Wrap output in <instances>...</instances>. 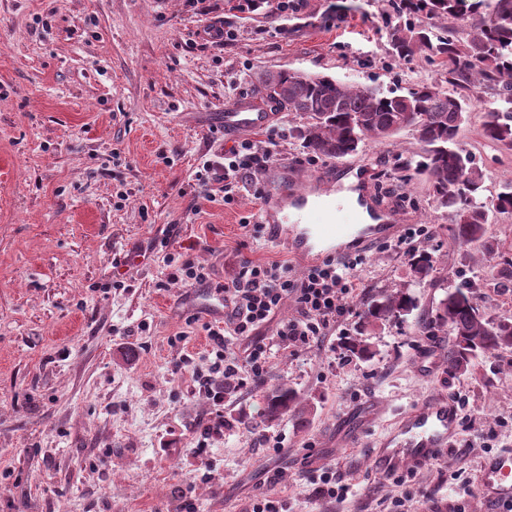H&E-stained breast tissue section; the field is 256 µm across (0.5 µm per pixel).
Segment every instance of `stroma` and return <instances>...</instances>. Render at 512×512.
<instances>
[{"mask_svg": "<svg viewBox=\"0 0 512 512\" xmlns=\"http://www.w3.org/2000/svg\"><path fill=\"white\" fill-rule=\"evenodd\" d=\"M385 4L304 0L275 19L264 4L243 19L224 0H0V512H248L260 499L279 512H506L483 498L479 475L485 457L512 448V355L452 375V336L423 324L464 283L480 311L512 316V288L495 285L512 262V218L488 227L499 253L466 256L428 185L401 169L414 150L405 135L313 164L290 133L302 117L275 112L270 175L315 191L334 176L346 190L345 170L365 177L401 228L431 227L434 269L417 279L376 241L328 344L273 349L263 386L225 394L223 433L204 434L212 403L194 371L211 361L209 318L185 304L199 286L171 279L166 255L208 267L212 289L248 260L287 262L297 278L307 269L286 245L254 236L261 198L222 206L200 196L201 159L228 145L215 114L261 100L260 76L280 69L384 91L443 81L427 57H393ZM220 22L235 41L207 36ZM480 126L471 112L461 146L489 198L512 179V152ZM116 275L125 288L113 287ZM396 290L415 297L412 314L364 329V303ZM359 336L372 358L349 355ZM282 381L310 400L308 423L244 431ZM436 397L455 402L456 450L377 470L379 439ZM326 472L342 493L319 494Z\"/></svg>", "mask_w": 512, "mask_h": 512, "instance_id": "stroma-1", "label": "stroma"}]
</instances>
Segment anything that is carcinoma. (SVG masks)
<instances>
[{"mask_svg": "<svg viewBox=\"0 0 512 512\" xmlns=\"http://www.w3.org/2000/svg\"><path fill=\"white\" fill-rule=\"evenodd\" d=\"M393 16L385 19L392 55L410 60L426 55L439 60L448 88L421 82L404 94L345 84L325 75L281 69L261 77L265 97L275 109L305 119L293 133L307 154L341 159L369 141H388L406 133L418 147L404 170L422 177L438 207L448 212L455 239L483 254L499 244L487 226L499 215H512V180L491 203L482 200L484 175L459 138L481 90V134L499 149L512 151V0H388ZM425 248L413 254L411 267L423 280L433 269ZM416 299L404 291L381 294L366 304L364 326L374 327L407 315ZM432 324L449 328L455 338L448 351V372L469 375L480 353L512 351V316L492 317L473 304V287L448 292ZM312 406L286 384L264 395L260 427L291 417L308 422Z\"/></svg>", "mask_w": 512, "mask_h": 512, "instance_id": "1", "label": "carcinoma"}]
</instances>
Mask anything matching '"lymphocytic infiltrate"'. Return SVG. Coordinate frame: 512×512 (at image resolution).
Segmentation results:
<instances>
[{"mask_svg": "<svg viewBox=\"0 0 512 512\" xmlns=\"http://www.w3.org/2000/svg\"><path fill=\"white\" fill-rule=\"evenodd\" d=\"M275 161L271 149L244 139L220 159L204 160L195 179L207 202L231 205L242 192L261 194L258 176ZM359 263L356 256L331 259L296 278L280 261H248L225 283L224 318L205 326L214 360L207 371L196 374L200 388L213 401L208 434L224 429V391L216 387V380L225 378L240 387L261 385L273 346L318 344L331 336L350 313L348 301L355 291ZM288 299L295 303L297 317L281 322L275 342H266L261 329Z\"/></svg>", "mask_w": 512, "mask_h": 512, "instance_id": "1", "label": "lymphocytic infiltrate"}]
</instances>
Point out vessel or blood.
I'll list each match as a JSON object with an SVG mask.
<instances>
[{
    "instance_id": "b4317fda",
    "label": "vessel or blood",
    "mask_w": 512,
    "mask_h": 512,
    "mask_svg": "<svg viewBox=\"0 0 512 512\" xmlns=\"http://www.w3.org/2000/svg\"><path fill=\"white\" fill-rule=\"evenodd\" d=\"M271 120V112L249 98L225 106L221 113V124L228 134L259 130ZM339 208L342 206L336 194L322 193L320 200L313 203L308 192L284 195L272 185L261 215L270 242L286 244L295 255L312 264L352 255L353 251L398 232L399 216L394 210H385L380 223L369 224L363 210L351 207L346 209L347 223L337 224L332 214ZM458 430L457 413L450 399L441 398L415 408L380 440L374 454L376 467L387 473L402 460L419 463L433 458L453 445ZM480 488L487 499L512 502V452L483 461Z\"/></svg>"
}]
</instances>
